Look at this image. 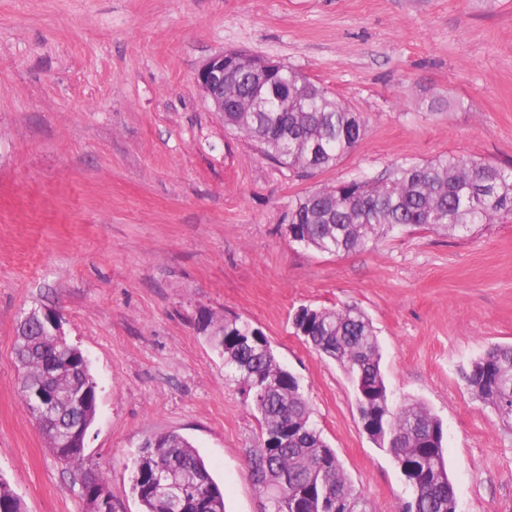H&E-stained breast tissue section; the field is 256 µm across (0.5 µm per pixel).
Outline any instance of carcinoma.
<instances>
[{
  "mask_svg": "<svg viewBox=\"0 0 512 512\" xmlns=\"http://www.w3.org/2000/svg\"><path fill=\"white\" fill-rule=\"evenodd\" d=\"M266 96H288V111L272 105L249 116L227 102L224 128L256 143L277 164L305 174L329 168L364 135L366 119L293 67L271 77ZM512 219V166L459 155L426 164L401 165L375 181H346L298 198L288 213L297 242L320 252L341 253L375 244L399 230L423 228L453 234L471 224ZM299 326L305 342L338 363L353 386L359 421L386 448L410 489L402 512H456V493L445 462L443 423L424 404L394 400L381 373L382 352L371 319L359 308H306ZM48 324L33 315L16 327L15 355L24 369L21 387L43 385L59 395L49 414L37 417L53 455L79 478L89 472L84 449L71 445L75 430L91 427L96 383L89 363L72 346L48 342ZM258 329L226 316L210 332L242 385L260 424L246 465L259 494L284 491L282 512H370L312 420L298 378L266 347L246 343ZM466 382L512 430V345H493L475 360ZM174 468L192 485L183 512H224V489L212 478L197 449L177 432L159 435L135 463L132 490L142 512H169L154 486L155 475ZM0 512H25L0 481Z\"/></svg>",
  "mask_w": 512,
  "mask_h": 512,
  "instance_id": "obj_1",
  "label": "carcinoma"
}]
</instances>
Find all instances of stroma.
<instances>
[{"mask_svg":"<svg viewBox=\"0 0 512 512\" xmlns=\"http://www.w3.org/2000/svg\"><path fill=\"white\" fill-rule=\"evenodd\" d=\"M228 50L303 72L364 114L363 138L310 176L264 157L194 82ZM443 154L512 165V0H0V480L26 512H88L19 393L16 324L46 308L90 363L85 462L112 512H141L133 461L167 431L204 457L224 512H261L245 463L260 424L204 329L237 315L373 512H401L410 492L344 372L292 323L354 305L389 390L443 422L457 512H512V431L465 381L512 344V220L346 254L286 231L309 191Z\"/></svg>","mask_w":512,"mask_h":512,"instance_id":"obj_1","label":"stroma"}]
</instances>
